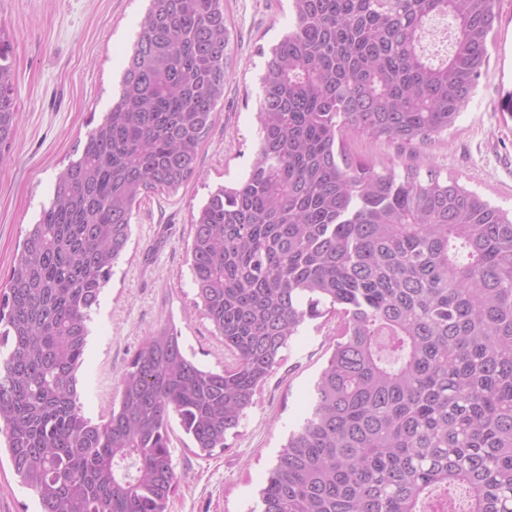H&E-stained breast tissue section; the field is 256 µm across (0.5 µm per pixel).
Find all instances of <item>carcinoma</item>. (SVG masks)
Listing matches in <instances>:
<instances>
[{
  "label": "carcinoma",
  "instance_id": "1",
  "mask_svg": "<svg viewBox=\"0 0 512 512\" xmlns=\"http://www.w3.org/2000/svg\"><path fill=\"white\" fill-rule=\"evenodd\" d=\"M261 76L249 172L191 218L197 296L235 356L206 370L178 332L145 338L109 418L77 371L141 197L195 174L233 63L224 0H150L121 93L56 176L0 294V435L41 512H167L176 416L224 447L305 322L339 339L253 512H512V210L457 178L344 149L426 145L490 60L495 0H292ZM453 20L451 50L424 45ZM18 131L0 39V162Z\"/></svg>",
  "mask_w": 512,
  "mask_h": 512
}]
</instances>
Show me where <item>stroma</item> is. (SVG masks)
Returning a JSON list of instances; mask_svg holds the SVG:
<instances>
[{
	"label": "stroma",
	"instance_id": "1",
	"mask_svg": "<svg viewBox=\"0 0 512 512\" xmlns=\"http://www.w3.org/2000/svg\"><path fill=\"white\" fill-rule=\"evenodd\" d=\"M149 0H0L9 35L18 134L0 162V284L57 174L78 159L91 120H102L121 80ZM490 62L448 136L412 150L367 137L347 139L354 159L453 175L492 203L512 209V0H497ZM233 73L204 137L198 170L177 193L140 204L132 237L114 265L89 325L77 392L84 414L107 419L131 359L150 332L172 326L205 369L231 366L197 296L187 263L191 214L221 185L250 169L258 145L260 77L270 48L291 24V0H228ZM336 322H306L257 390L224 449L197 455L181 427L171 452L178 485L168 512H253L258 490L289 433L310 413L313 386L336 342ZM0 512H40L9 462L0 463Z\"/></svg>",
	"mask_w": 512,
	"mask_h": 512
}]
</instances>
